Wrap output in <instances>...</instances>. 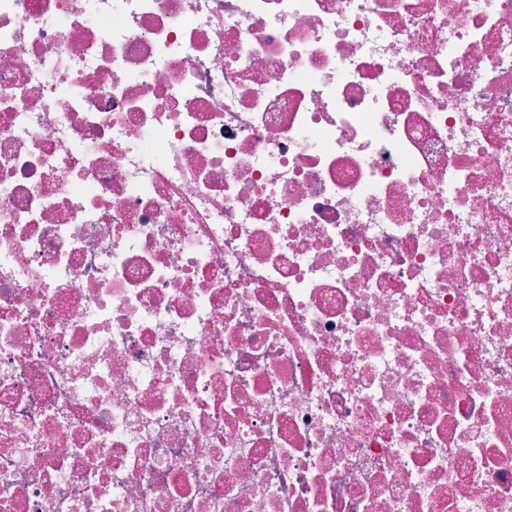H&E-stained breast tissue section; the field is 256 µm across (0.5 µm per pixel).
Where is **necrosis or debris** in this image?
Masks as SVG:
<instances>
[{"label": "necrosis or debris", "mask_w": 512, "mask_h": 512, "mask_svg": "<svg viewBox=\"0 0 512 512\" xmlns=\"http://www.w3.org/2000/svg\"><path fill=\"white\" fill-rule=\"evenodd\" d=\"M0 512H512V0H0Z\"/></svg>", "instance_id": "4bbe7bcc"}]
</instances>
